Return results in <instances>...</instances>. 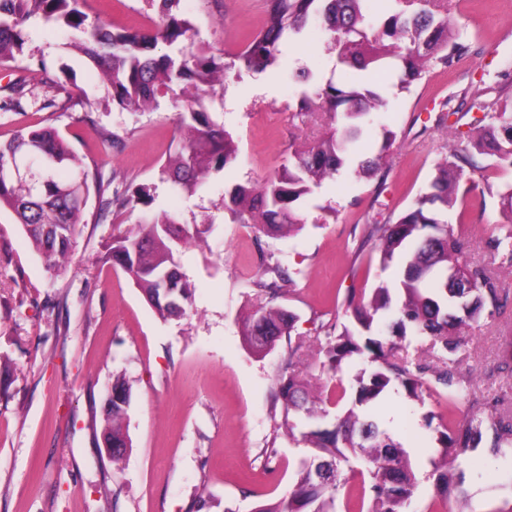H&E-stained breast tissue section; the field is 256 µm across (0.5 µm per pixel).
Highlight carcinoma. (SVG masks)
Returning <instances> with one entry per match:
<instances>
[{"mask_svg":"<svg viewBox=\"0 0 512 512\" xmlns=\"http://www.w3.org/2000/svg\"><path fill=\"white\" fill-rule=\"evenodd\" d=\"M367 0H265L262 25L245 35L236 55L249 72L275 67L281 45L300 33L315 14L338 59L360 70L395 59L400 84L408 88L421 78L431 59L452 67L468 47L452 37L449 17L453 0H382L383 8L369 16ZM80 0H0V67H16L24 55L22 26L30 20L54 23L70 37L69 46L88 57L108 84L112 105L121 111L150 112L160 96L179 88L182 109L176 114L178 149L163 162L161 178L180 193L203 190L213 173L224 171L236 158L233 139L208 112L202 87H214L224 74V61L207 55L190 42L191 22L178 10L180 0H161L159 18L146 30L109 31L79 8ZM182 45L178 54L160 53L159 44ZM385 105L382 96L362 85H325L302 92L288 111L297 119H320L328 128L312 144L294 150L288 164L259 183L235 184L224 208L240 224H252L268 237H279L300 223L295 204L325 180L333 179L349 160L362 127ZM486 110L466 134V144L448 149L436 167L430 191L394 223L372 224L369 236L380 242L382 267L405 254L397 285L400 300L382 284L368 296L349 300V323L333 326L318 349L315 362L288 358L277 378L287 419L288 437L301 441L310 453L294 470L288 494L261 505L255 512H336V492L344 470L359 477L347 492V508L358 512H403L418 484L409 456L389 430L368 420L362 408L394 384L413 398L436 395L446 400L448 413L425 418L437 434L432 461L442 499L466 496L463 482L448 478V465L478 448L488 437L489 452L512 460V401L506 411H472L461 417L469 388L461 372L463 330L486 309L500 307L503 282L499 273L474 261L466 250V224L453 226L444 209L458 197L479 190L497 196L502 221L495 226L493 247L512 268V184L502 189L487 181L465 185L463 165H474V154L498 160L512 169V111ZM104 194L98 173L52 127L16 131L0 141V210H11L46 269L59 273L75 254L91 191ZM153 203L151 187L112 193L102 207L133 213ZM210 224H188L167 211L151 213L143 222L112 233L104 260L120 266L133 279L146 302L165 319L183 316L194 299L195 284L182 270L180 255L198 247ZM173 270L178 304L159 297V278ZM291 275L268 256L262 259L254 287L255 303L243 317V335L257 356L272 351L291 336L297 316L276 304ZM361 358L372 370L345 380L343 365ZM349 407L336 414L332 427H322L326 406ZM131 404L124 377L112 380V406L102 414L101 435L112 447L127 448L125 420ZM438 424H433V421Z\"/></svg>","mask_w":512,"mask_h":512,"instance_id":"cac0c4a2","label":"carcinoma"}]
</instances>
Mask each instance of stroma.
I'll return each mask as SVG.
<instances>
[{
  "label": "stroma",
  "mask_w": 512,
  "mask_h": 512,
  "mask_svg": "<svg viewBox=\"0 0 512 512\" xmlns=\"http://www.w3.org/2000/svg\"><path fill=\"white\" fill-rule=\"evenodd\" d=\"M180 8L194 25V41L224 57L257 26L263 4L181 0ZM82 9L112 31L145 28L158 16L150 0H84ZM451 27L468 54L449 69L431 63L405 90L387 65L359 73L338 63L315 20L288 39L278 66L265 73L226 64L209 110L231 134L237 157L204 191L187 197L158 174L175 147L177 98L160 99L151 112L118 110L56 25H25V109L2 111L12 76L0 69V137L27 126L56 128L112 185H152L154 209L188 223L212 222L213 229L205 247L183 256L196 285L191 308L165 321L124 270L103 260L115 221L134 224L140 213L103 216L98 197H91L75 255L54 275L14 216L0 211V512H254L286 494L304 445L282 426L276 398L282 364L293 352L302 359L316 355L348 297L394 280L395 269H381L367 226L395 222L427 192L449 140L482 118L474 98L512 99V0H455ZM303 70L316 85L360 79L380 85L386 104L351 162L301 201V224L271 238L233 223L224 196L234 184L272 174L296 146L321 134V127L289 116V104L311 84L298 81ZM64 71L68 91H84L82 105L66 112L42 108L51 94L43 73ZM388 129L395 140L385 151ZM381 151L380 175L363 177L360 162ZM500 220L498 198H468L467 249L475 261L497 265L490 241ZM269 255L294 275L279 302L298 320L293 339H281L259 358L244 344L241 318ZM501 277L509 293L499 310L471 324L462 365L488 405L512 395V273ZM118 373L132 391V446L113 462L98 420ZM442 411L436 398L413 400L399 387L377 409L418 478L407 512H430L440 499L423 417ZM464 487L465 500H448L451 512H512V468L503 460L476 457Z\"/></svg>",
  "instance_id": "35a3bbf8"
}]
</instances>
